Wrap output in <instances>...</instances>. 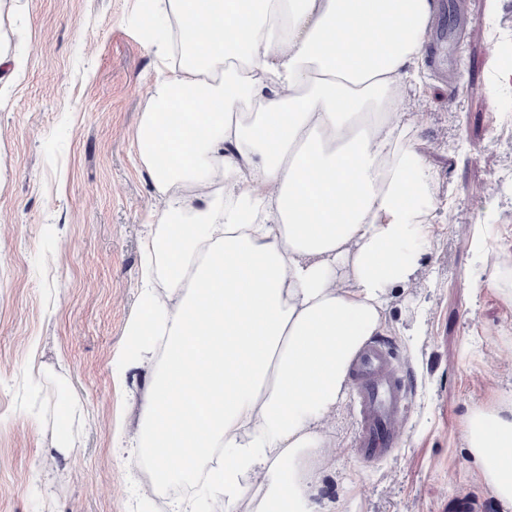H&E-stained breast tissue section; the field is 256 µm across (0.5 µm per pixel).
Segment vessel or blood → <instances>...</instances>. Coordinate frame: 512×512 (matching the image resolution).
<instances>
[{
  "label": "vessel or blood",
  "instance_id": "1",
  "mask_svg": "<svg viewBox=\"0 0 512 512\" xmlns=\"http://www.w3.org/2000/svg\"><path fill=\"white\" fill-rule=\"evenodd\" d=\"M438 19L425 59L436 77L452 83L472 23L464 0H439ZM357 427L354 447L367 462L387 459L395 444L391 424L407 410L411 383L397 368L393 346L384 339L365 343L350 367Z\"/></svg>",
  "mask_w": 512,
  "mask_h": 512
}]
</instances>
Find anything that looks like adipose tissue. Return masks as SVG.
<instances>
[{"label":"adipose tissue","mask_w":512,"mask_h":512,"mask_svg":"<svg viewBox=\"0 0 512 512\" xmlns=\"http://www.w3.org/2000/svg\"><path fill=\"white\" fill-rule=\"evenodd\" d=\"M140 2L155 203L112 356L138 419L112 456L158 487L201 480L223 512H316L351 362L448 209L403 110L435 0ZM11 17L0 0V100L27 54ZM464 444L512 512V400L474 404Z\"/></svg>","instance_id":"ef3b65f1"}]
</instances>
